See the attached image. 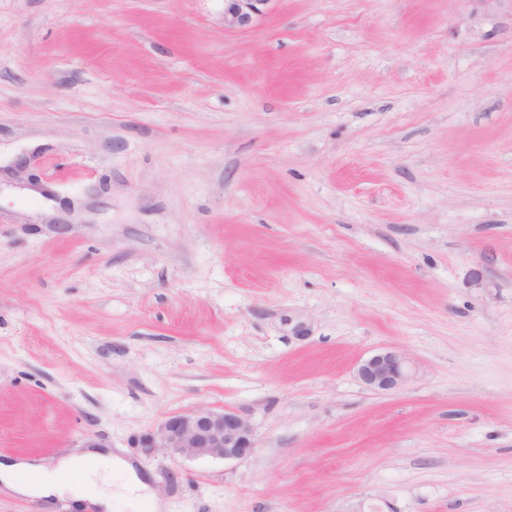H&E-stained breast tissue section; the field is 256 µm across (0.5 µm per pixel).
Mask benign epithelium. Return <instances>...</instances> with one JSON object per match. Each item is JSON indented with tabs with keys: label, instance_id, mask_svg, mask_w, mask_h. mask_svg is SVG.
Here are the masks:
<instances>
[{
	"label": "benign epithelium",
	"instance_id": "benign-epithelium-1",
	"mask_svg": "<svg viewBox=\"0 0 512 512\" xmlns=\"http://www.w3.org/2000/svg\"><path fill=\"white\" fill-rule=\"evenodd\" d=\"M271 0H224V30L246 32L267 10ZM357 377L376 392H393L413 377L411 362L401 351L383 348L357 366ZM136 448H165L174 456L231 461L241 459L255 448L253 429L240 414L199 407L173 413L155 430L133 440Z\"/></svg>",
	"mask_w": 512,
	"mask_h": 512
}]
</instances>
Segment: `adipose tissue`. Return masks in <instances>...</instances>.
Instances as JSON below:
<instances>
[{"label": "adipose tissue", "instance_id": "ef3b65f1", "mask_svg": "<svg viewBox=\"0 0 512 512\" xmlns=\"http://www.w3.org/2000/svg\"><path fill=\"white\" fill-rule=\"evenodd\" d=\"M77 468L86 472L101 470L119 474L123 479L126 495L131 500L146 497L150 492L147 477L137 472L132 459L101 448H91L79 454L61 457L50 466L28 459L0 461V486L13 494L48 503L68 497L72 499L78 512L88 502L104 508L107 512L112 506L111 493L100 489L92 481L80 489L66 481V474Z\"/></svg>", "mask_w": 512, "mask_h": 512}]
</instances>
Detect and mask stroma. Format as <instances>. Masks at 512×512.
Wrapping results in <instances>:
<instances>
[{
  "instance_id": "obj_1",
  "label": "stroma",
  "mask_w": 512,
  "mask_h": 512,
  "mask_svg": "<svg viewBox=\"0 0 512 512\" xmlns=\"http://www.w3.org/2000/svg\"><path fill=\"white\" fill-rule=\"evenodd\" d=\"M223 11L0 0V459L97 437L164 512H512V0ZM199 407L254 452L133 447ZM270 2L271 0H224L225 31H249L266 13ZM356 373L363 385L382 393L402 389L413 377L409 358L393 348H383L363 359Z\"/></svg>"
}]
</instances>
